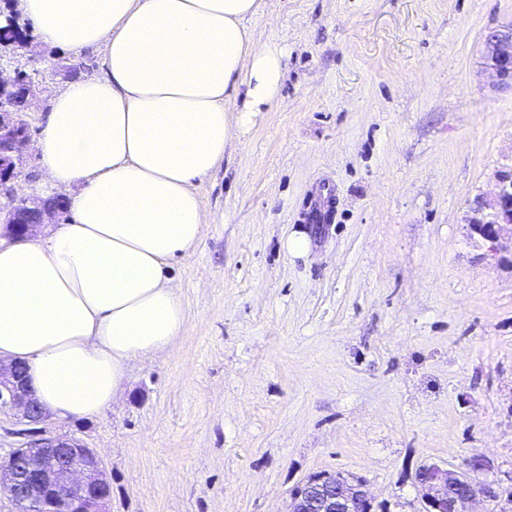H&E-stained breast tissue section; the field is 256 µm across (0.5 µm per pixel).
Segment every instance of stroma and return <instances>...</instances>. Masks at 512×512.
Here are the masks:
<instances>
[{"mask_svg": "<svg viewBox=\"0 0 512 512\" xmlns=\"http://www.w3.org/2000/svg\"><path fill=\"white\" fill-rule=\"evenodd\" d=\"M509 23L512 0H273L254 22L285 79L196 185L207 222L168 269L183 332L111 408L46 421L103 457L110 512H285L323 471L363 478L373 512H423L415 471L475 455L500 495L474 512H512V240L467 222L512 173V91L482 67ZM103 55L0 50L39 86L32 136ZM12 186L55 191L29 149Z\"/></svg>", "mask_w": 512, "mask_h": 512, "instance_id": "35a3bbf8", "label": "stroma"}]
</instances>
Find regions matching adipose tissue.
<instances>
[{"label":"adipose tissue","mask_w":512,"mask_h":512,"mask_svg":"<svg viewBox=\"0 0 512 512\" xmlns=\"http://www.w3.org/2000/svg\"><path fill=\"white\" fill-rule=\"evenodd\" d=\"M269 0H21L52 47L104 48L105 73L51 94L31 148L72 218L0 244V360L22 361L45 409L111 407L130 364L186 324L167 265L206 222L197 180L278 100L286 48L257 44Z\"/></svg>","instance_id":"obj_1"}]
</instances>
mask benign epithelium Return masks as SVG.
Returning a JSON list of instances; mask_svg holds the SVG:
<instances>
[{
	"mask_svg": "<svg viewBox=\"0 0 512 512\" xmlns=\"http://www.w3.org/2000/svg\"><path fill=\"white\" fill-rule=\"evenodd\" d=\"M482 63L497 87L512 88V25L491 29L485 37ZM34 97L36 84L30 75L17 71L0 77V96L5 97L18 84V78ZM28 124L13 112L0 109V191H11L16 161L29 140ZM60 212L56 198L31 204L27 199L7 211L0 210V223L12 235L32 233L44 217ZM469 224L474 233L496 245L504 232L512 231V176L499 178L493 197H478L470 207ZM15 415L25 428L17 431L16 447L0 456V492L15 504L17 512H57L63 499L67 512H108L110 485L102 457L93 448L43 426L47 413L34 397L21 364L0 363V413ZM415 483L423 491L425 512H471L469 505L481 497L487 501L499 496L492 482L474 483L465 474L425 465L415 473ZM287 512H373L365 484L337 473L320 476L291 493Z\"/></svg>",
	"mask_w": 512,
	"mask_h": 512,
	"instance_id": "1",
	"label": "benign epithelium"
}]
</instances>
